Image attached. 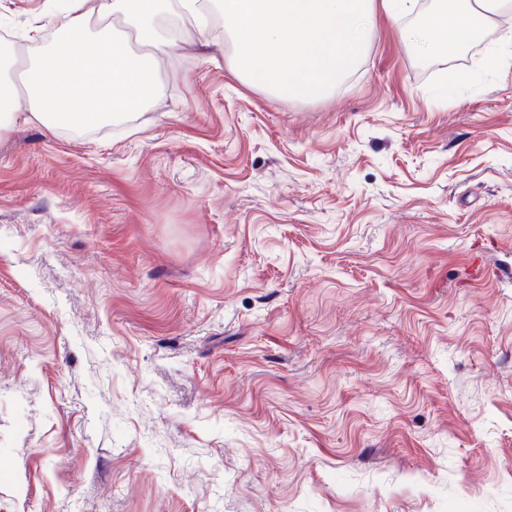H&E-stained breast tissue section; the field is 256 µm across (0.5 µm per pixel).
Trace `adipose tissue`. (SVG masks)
<instances>
[{"label": "adipose tissue", "instance_id": "1", "mask_svg": "<svg viewBox=\"0 0 512 512\" xmlns=\"http://www.w3.org/2000/svg\"><path fill=\"white\" fill-rule=\"evenodd\" d=\"M179 0L206 34L211 10L224 18L234 42L232 71L287 97L323 96L358 64L377 9L404 18L400 35L411 50L445 56L460 51L493 23L512 0ZM170 0H66L65 22L24 68L21 83L0 79V128L14 124L18 100L26 118L49 131L92 129L123 119L154 101L156 53L181 40L180 30L156 23ZM134 25L141 51L108 27Z\"/></svg>", "mask_w": 512, "mask_h": 512}]
</instances>
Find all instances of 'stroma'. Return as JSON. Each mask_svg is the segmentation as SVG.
<instances>
[{
  "label": "stroma",
  "instance_id": "35a3bbf8",
  "mask_svg": "<svg viewBox=\"0 0 512 512\" xmlns=\"http://www.w3.org/2000/svg\"><path fill=\"white\" fill-rule=\"evenodd\" d=\"M59 0H0V32ZM512 12L378 13L325 97L215 20L119 122L0 130V512H512ZM464 75L461 83L453 75ZM430 11L420 0H381L391 15L408 19L401 29L403 43L424 55H453L473 42L494 22L493 16L512 7L510 0H435Z\"/></svg>",
  "mask_w": 512,
  "mask_h": 512
}]
</instances>
